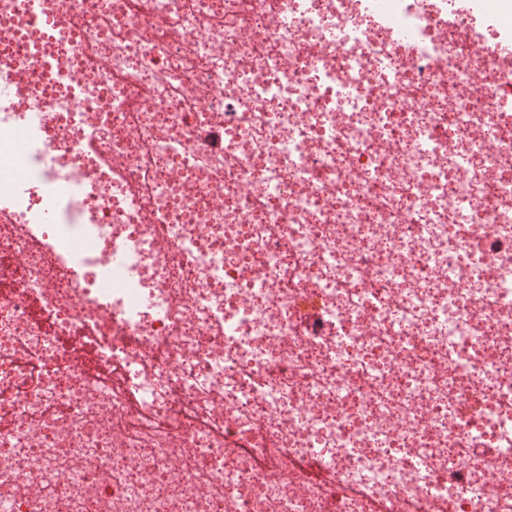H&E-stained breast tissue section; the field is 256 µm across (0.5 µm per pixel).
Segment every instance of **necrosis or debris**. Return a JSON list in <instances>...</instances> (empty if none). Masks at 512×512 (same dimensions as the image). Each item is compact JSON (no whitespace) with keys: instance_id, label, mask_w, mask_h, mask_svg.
I'll list each match as a JSON object with an SVG mask.
<instances>
[{"instance_id":"necrosis-or-debris-1","label":"necrosis or debris","mask_w":512,"mask_h":512,"mask_svg":"<svg viewBox=\"0 0 512 512\" xmlns=\"http://www.w3.org/2000/svg\"><path fill=\"white\" fill-rule=\"evenodd\" d=\"M43 8L0 0V512H512V0Z\"/></svg>"}]
</instances>
